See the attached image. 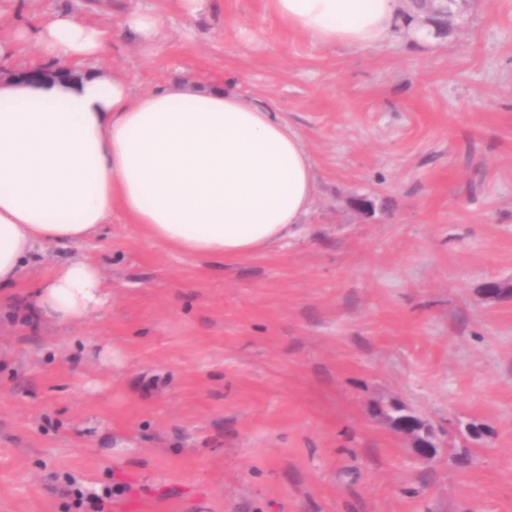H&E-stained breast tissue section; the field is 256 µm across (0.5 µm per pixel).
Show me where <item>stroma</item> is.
Returning a JSON list of instances; mask_svg holds the SVG:
<instances>
[{"instance_id":"stroma-1","label":"stroma","mask_w":512,"mask_h":512,"mask_svg":"<svg viewBox=\"0 0 512 512\" xmlns=\"http://www.w3.org/2000/svg\"><path fill=\"white\" fill-rule=\"evenodd\" d=\"M158 13L81 64L273 105L315 162L301 232L224 260L121 210L0 287V512H512V0L460 28L350 52L288 32L266 0H0V41L68 10ZM258 36L245 42L242 30ZM81 256L111 298L85 321L25 301ZM108 351L111 361L98 359ZM397 402L455 456L417 459Z\"/></svg>"}]
</instances>
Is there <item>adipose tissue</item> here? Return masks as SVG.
<instances>
[{"mask_svg":"<svg viewBox=\"0 0 512 512\" xmlns=\"http://www.w3.org/2000/svg\"><path fill=\"white\" fill-rule=\"evenodd\" d=\"M291 32L346 49L378 46L412 26L405 0H268ZM161 18L127 11L117 25L61 12L0 43L32 46L49 64L38 80L0 77V285L18 279L42 245L96 237L113 210L181 253L247 257L296 235L314 204L315 162L275 108L192 82L134 93L119 76L60 73L104 55L117 31L143 46ZM111 292L99 269L52 267L34 300L47 317L85 320Z\"/></svg>","mask_w":512,"mask_h":512,"instance_id":"ef3b65f1","label":"adipose tissue"}]
</instances>
